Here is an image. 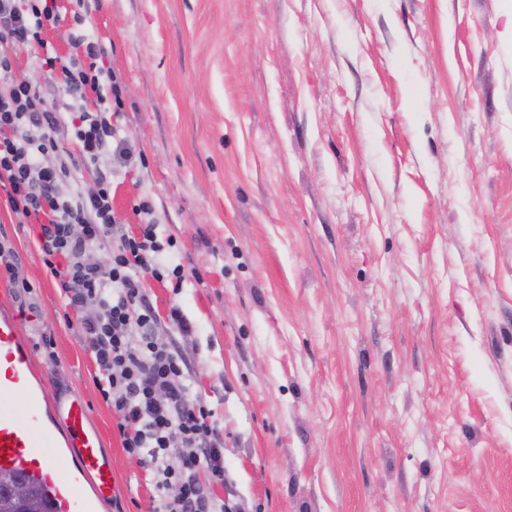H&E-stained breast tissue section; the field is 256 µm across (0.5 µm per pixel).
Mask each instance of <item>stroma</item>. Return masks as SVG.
Returning <instances> with one entry per match:
<instances>
[{
  "label": "stroma",
  "mask_w": 512,
  "mask_h": 512,
  "mask_svg": "<svg viewBox=\"0 0 512 512\" xmlns=\"http://www.w3.org/2000/svg\"><path fill=\"white\" fill-rule=\"evenodd\" d=\"M88 5L121 102L75 178L107 174L122 231L154 224L185 268L142 285L224 429L213 497L512 512V0ZM0 245L21 278L0 272V311L48 398L83 397L102 433L105 512H149L82 315L3 206Z\"/></svg>",
  "instance_id": "stroma-1"
}]
</instances>
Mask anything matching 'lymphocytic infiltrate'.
Masks as SVG:
<instances>
[{"label": "lymphocytic infiltrate", "mask_w": 512, "mask_h": 512, "mask_svg": "<svg viewBox=\"0 0 512 512\" xmlns=\"http://www.w3.org/2000/svg\"><path fill=\"white\" fill-rule=\"evenodd\" d=\"M60 21L58 0H0V201L19 223L40 227L44 262L68 307L94 305L85 336L99 370L96 380L115 413L125 451L153 480L151 512H224L198 480L207 471L224 479V433L211 410L191 394L187 366L160 336L141 278L182 280V266H168L152 224L139 235L118 233L112 184L65 194L79 163L98 162L112 140L111 71L100 67L105 50L87 35L70 33V51L46 50L43 33ZM42 48L36 63L58 91L47 101L40 86L19 72L16 52ZM74 112L75 123L61 115ZM71 132L79 155L61 143ZM112 243V260L91 262L89 250Z\"/></svg>", "instance_id": "1"}]
</instances>
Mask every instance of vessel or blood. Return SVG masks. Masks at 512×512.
<instances>
[{
  "label": "vessel or blood",
  "instance_id": "obj_1",
  "mask_svg": "<svg viewBox=\"0 0 512 512\" xmlns=\"http://www.w3.org/2000/svg\"><path fill=\"white\" fill-rule=\"evenodd\" d=\"M16 317L0 316V469L36 480L54 512H98L114 492L112 461L76 396L47 402Z\"/></svg>",
  "mask_w": 512,
  "mask_h": 512
}]
</instances>
